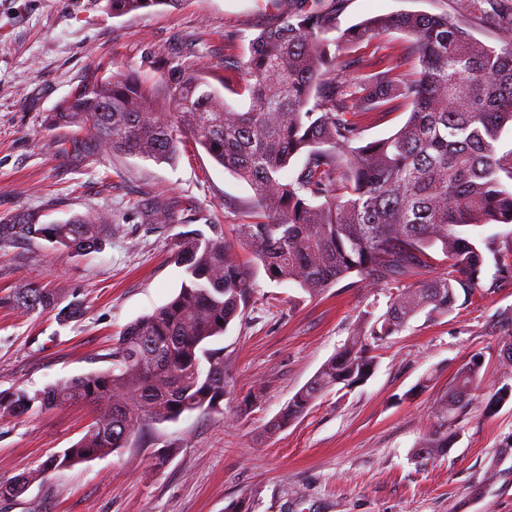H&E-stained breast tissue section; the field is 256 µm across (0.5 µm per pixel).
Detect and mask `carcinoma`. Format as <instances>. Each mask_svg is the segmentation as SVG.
<instances>
[{
	"mask_svg": "<svg viewBox=\"0 0 512 512\" xmlns=\"http://www.w3.org/2000/svg\"><path fill=\"white\" fill-rule=\"evenodd\" d=\"M119 17L179 0H105ZM300 7L250 41L241 111L208 80L203 67L160 63L155 85L114 75L99 64L49 116L52 127L83 133L105 153L155 161L176 159L189 137L225 169L247 182L267 220L242 225L241 235L267 277L288 281L316 296L352 273L374 276L397 289L387 313L369 332L350 336L300 388L269 430L278 431L307 412L322 392L366 380L374 369L368 339L399 332L420 311L448 313L457 290L478 279L483 255L479 228L512 223V166L496 157L495 143L512 127V49L496 51L446 15L375 16L333 39L336 9L320 0ZM405 32L420 70L407 77L393 65L370 84L358 85L339 52L387 30ZM411 107L393 134L362 143L351 119L393 98ZM302 167L286 177L297 157ZM174 203L149 209L154 223L172 219ZM15 237L42 239L76 253L102 250L112 239L108 219L77 215L64 223L0 225V243ZM439 245L451 260L448 276L417 288L402 287L426 250ZM233 246L201 231L176 245L174 263L185 278L165 305L128 324L102 371L60 380L33 393L0 392V417L84 404L91 422L73 445L38 468L0 483V499L19 496L44 474L109 454L136 442L152 446L155 426L186 413L221 409L231 378L224 349L209 342L243 317L251 297L249 270ZM13 305L30 315L51 309L66 324L81 305L28 284ZM481 362L473 357L448 383L439 413L446 427L473 400ZM512 399L505 385L486 402L494 411ZM448 432L425 438L418 453L448 448Z\"/></svg>",
	"mask_w": 512,
	"mask_h": 512,
	"instance_id": "cac0c4a2",
	"label": "carcinoma"
}]
</instances>
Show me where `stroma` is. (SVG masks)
Segmentation results:
<instances>
[{
	"label": "stroma",
	"mask_w": 512,
	"mask_h": 512,
	"mask_svg": "<svg viewBox=\"0 0 512 512\" xmlns=\"http://www.w3.org/2000/svg\"><path fill=\"white\" fill-rule=\"evenodd\" d=\"M456 2L344 0L336 18L344 29L401 12L452 16ZM295 7V0H179L115 17L104 0H0V225L97 213L112 224L99 252L78 255L41 239L0 244V391L107 369L124 327L177 294L183 274L172 249L192 231L211 225L222 233L252 284L244 317L214 342L232 378L222 408L158 425L156 446L175 448L164 467H154L150 449L122 448L48 472L0 500V512H226L237 502L249 512H512V400L493 412L484 403L512 384V364L498 353L512 334V276L500 272L512 262L503 250L512 224L483 227L482 272L452 311H422L371 343L377 367L364 383L324 392L272 433L269 424L295 392L365 319L387 312L391 288L354 274L312 297L270 281L239 236L262 215L251 187L192 140L169 164L105 154L47 124L101 59L148 81L156 60L204 66L223 80L225 99L246 106L237 90L249 41ZM461 23L494 49L512 47V12L491 20L475 10ZM341 57L362 84L394 63L407 75L419 68L411 39L397 30L343 48ZM408 112L395 98L354 119L372 141L396 132ZM157 198L177 200L170 223L147 220L143 207ZM29 283L64 289L82 317L62 325L51 312L13 310L10 294ZM476 356L479 398L451 425V448L416 457L440 425L449 380ZM257 389L261 403L242 410ZM91 418L84 405L0 417V483L70 447Z\"/></svg>",
	"instance_id": "obj_1"
}]
</instances>
